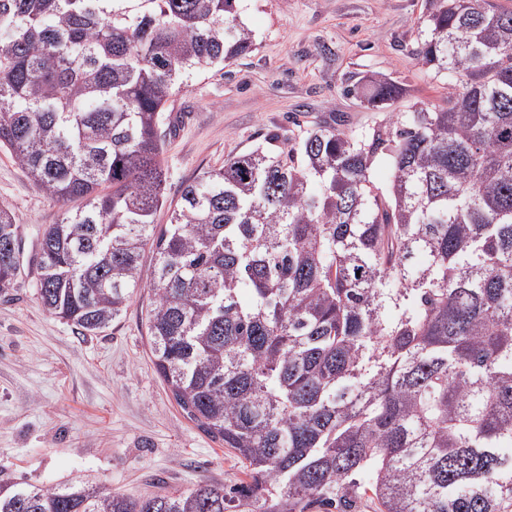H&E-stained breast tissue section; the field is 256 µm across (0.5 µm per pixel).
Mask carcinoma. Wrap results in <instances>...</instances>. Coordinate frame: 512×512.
<instances>
[{
  "instance_id": "carcinoma-1",
  "label": "carcinoma",
  "mask_w": 512,
  "mask_h": 512,
  "mask_svg": "<svg viewBox=\"0 0 512 512\" xmlns=\"http://www.w3.org/2000/svg\"><path fill=\"white\" fill-rule=\"evenodd\" d=\"M241 2L0 0V147L63 206L42 307L93 335L148 288L158 375L248 477L140 498L4 482L0 512H512V8L429 0L419 56L461 77L443 103L365 138L272 136L157 224L163 112L252 50ZM20 253L0 204L1 291Z\"/></svg>"
}]
</instances>
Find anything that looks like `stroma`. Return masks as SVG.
I'll list each match as a JSON object with an SVG mask.
<instances>
[{
	"instance_id": "1",
	"label": "stroma",
	"mask_w": 512,
	"mask_h": 512,
	"mask_svg": "<svg viewBox=\"0 0 512 512\" xmlns=\"http://www.w3.org/2000/svg\"><path fill=\"white\" fill-rule=\"evenodd\" d=\"M250 53L197 75L172 96L163 145L166 198L266 136L301 141L343 119L357 137L393 127L446 96L457 75L417 56L427 0H242ZM393 82L375 109L345 87ZM0 203L15 216L20 269L0 290V482L103 485L138 498L200 483L234 484L246 470L174 401L152 362L140 289L123 318L89 336L49 315L37 294L38 239L62 205L0 149Z\"/></svg>"
}]
</instances>
